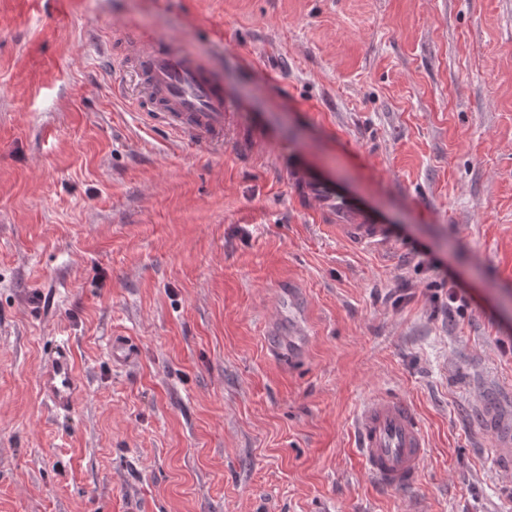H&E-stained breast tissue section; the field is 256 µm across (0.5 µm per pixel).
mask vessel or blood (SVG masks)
Wrapping results in <instances>:
<instances>
[{
  "label": "vessel or blood",
  "mask_w": 512,
  "mask_h": 512,
  "mask_svg": "<svg viewBox=\"0 0 512 512\" xmlns=\"http://www.w3.org/2000/svg\"><path fill=\"white\" fill-rule=\"evenodd\" d=\"M121 66L136 70L141 81L135 108L147 123H156L177 140L219 145L236 143L241 162L256 153L253 139L224 96L221 83L190 53L173 44L142 40L120 55ZM290 199L313 223L335 226L341 238L357 246L386 244L390 233L375 223L337 186L311 173L300 161L286 167ZM41 387L58 411H69L81 388L67 344H59ZM352 434L367 473L382 487L411 485L427 455L426 432L410 403L400 396H378L359 408Z\"/></svg>",
  "instance_id": "1"
}]
</instances>
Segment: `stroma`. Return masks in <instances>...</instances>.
Returning a JSON list of instances; mask_svg holds the SVG:
<instances>
[{
  "mask_svg": "<svg viewBox=\"0 0 512 512\" xmlns=\"http://www.w3.org/2000/svg\"><path fill=\"white\" fill-rule=\"evenodd\" d=\"M144 36L222 76L262 163L113 95L100 44ZM293 155L392 241L310 223ZM379 394L427 433L400 489L353 446ZM510 430L512 0H0V512H512ZM41 387L55 410L69 411L81 384L66 343H59L51 364L41 376Z\"/></svg>",
  "mask_w": 512,
  "mask_h": 512,
  "instance_id": "stroma-1",
  "label": "stroma"
}]
</instances>
